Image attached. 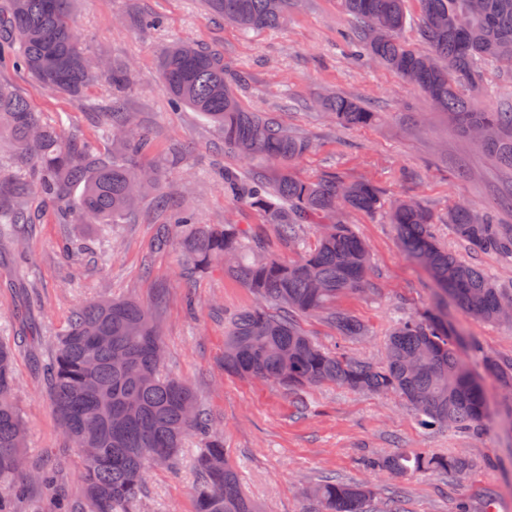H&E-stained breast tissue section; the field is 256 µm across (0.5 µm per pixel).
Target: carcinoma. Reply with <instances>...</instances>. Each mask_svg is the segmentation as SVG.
I'll list each match as a JSON object with an SVG mask.
<instances>
[{"instance_id":"1","label":"carcinoma","mask_w":512,"mask_h":512,"mask_svg":"<svg viewBox=\"0 0 512 512\" xmlns=\"http://www.w3.org/2000/svg\"><path fill=\"white\" fill-rule=\"evenodd\" d=\"M407 0H339L353 23L352 37L404 83L420 91L465 136L478 128L481 150L495 164L512 168V108L481 104L485 71L512 68V0H418L410 20ZM73 0H7L0 10V55L11 58L37 83L76 95L105 78L128 81L123 69L89 62L71 24ZM209 9L244 30L275 29L288 19L292 0H207ZM428 46L420 52L401 38L408 23ZM173 100L207 117L223 134L224 148L248 158L262 156L269 169L247 180L224 173V196L261 212L285 244L299 247L293 259L262 250L258 236L239 224H199L188 210L160 205L163 221L156 247L177 248L183 276L221 267L249 288L259 305L238 313L224 338V370L290 388L335 383L372 394L395 392L415 408L423 426L483 431L488 403L480 377L466 364L468 344L448 321V301L466 315L493 323L512 304L503 288L477 266L439 244L435 226L446 224L474 251L512 258V224L477 213L458 202L441 217L418 201L385 204L368 182H350L337 172L314 180L294 174V163L312 150L270 112H250L238 97V82L224 68V56L191 43L168 48L159 60ZM470 94L464 95L460 88ZM336 123L369 127L379 113L362 102L333 95L320 102ZM107 135L116 142L112 158L79 141H63L44 124L28 100L0 84V138L33 160L28 179L0 177V235L15 234L35 218L20 202L37 194L60 203L66 224H116L140 194L159 181V170L136 165L151 143L126 130L130 120L116 103L101 108ZM375 214L387 210L403 248L436 286L433 303L401 318L392 329L383 363L374 365L321 349L297 317L322 315L341 336H362L365 327L336 308V298L368 282L370 253L340 210ZM308 224L318 227L314 245L301 246ZM162 343L152 314L134 300H92L75 308L43 367L49 397L67 439L82 459L83 499L54 503L53 512H140L150 468L169 462L188 434L204 441L195 459V512H260L227 463L224 441L213 430L192 389L163 374L155 346ZM15 349L0 342V512L26 494L28 482L58 481L62 467L34 464L24 477L15 458L25 453L19 438L26 427L15 403ZM484 375L512 389V357L483 359ZM473 460L420 453L367 461L366 467L394 474L461 475ZM321 512H373L372 490L364 484L326 479L312 490Z\"/></svg>"}]
</instances>
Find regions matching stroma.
Listing matches in <instances>:
<instances>
[{"mask_svg":"<svg viewBox=\"0 0 512 512\" xmlns=\"http://www.w3.org/2000/svg\"><path fill=\"white\" fill-rule=\"evenodd\" d=\"M157 18V29L142 17ZM73 26L92 57L127 68L120 87L102 80L68 95L39 85L26 72L0 65V83L25 97L41 120L63 135L78 134L105 156L96 107L118 101L153 150L140 157L162 172L154 191L139 199L119 224L79 227L63 223L56 205L38 196L25 205L37 217L29 236L0 237V338L17 340L16 404L26 426L25 452L39 462H65L59 491L83 495L81 458L63 438L41 366L72 311L90 299L132 298L156 313L165 345L164 371L193 389L224 436L227 460L262 512H315L309 487L325 478L373 487L374 504L397 495L403 512H454L467 499L472 512H512V395L487 382L494 415L485 430L469 435L423 428L414 409L395 394L375 395L336 384L299 390L224 370V336L230 320L253 307L255 295L223 269L193 278L181 274L179 251L154 247L158 199L194 212L199 223L232 220L259 235L281 257L292 252L262 215L224 196L222 173L253 172L257 162L224 148V137L201 113L173 104L158 73L162 50L179 42L212 49L228 73L242 75V106L274 113L313 149L295 164L303 178L336 171L377 186L385 200L415 199L435 213L463 202L492 211L512 224V170L492 165L447 117L374 59L355 62L344 38L349 20L337 0H295L288 20L272 30L242 33L208 8L206 0H74ZM340 94L380 114L371 127L336 124L319 97ZM178 163H171L173 152ZM371 254L370 284L341 296L337 305L364 324L360 337L339 335L323 317L301 318L302 328L325 350L374 364L386 356L395 316H410L433 301L434 284L402 249L395 225L384 214L348 213ZM438 232L449 251L473 262L503 287L512 288V261L495 253L472 254L447 226ZM80 240L98 263L68 253ZM448 317L474 349L463 358L512 354V323H486L449 307ZM202 443L189 437L172 461L153 467L145 512H194V457ZM430 452L466 454L473 465L461 477L393 475L369 471L370 458Z\"/></svg>","mask_w":512,"mask_h":512,"instance_id":"35a3bbf8","label":"stroma"}]
</instances>
